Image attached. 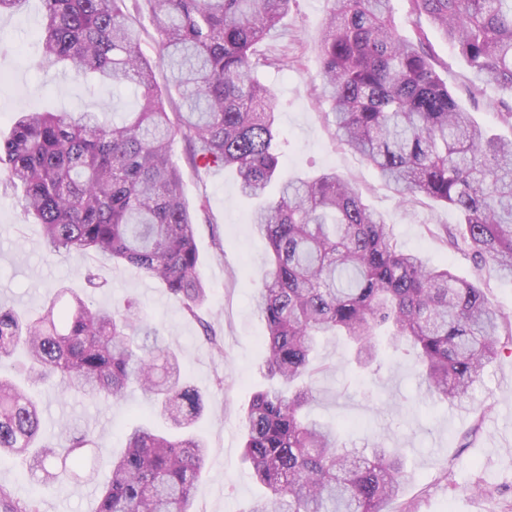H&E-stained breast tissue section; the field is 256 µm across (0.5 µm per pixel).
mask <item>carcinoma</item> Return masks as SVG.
<instances>
[{"label": "carcinoma", "mask_w": 512, "mask_h": 512, "mask_svg": "<svg viewBox=\"0 0 512 512\" xmlns=\"http://www.w3.org/2000/svg\"><path fill=\"white\" fill-rule=\"evenodd\" d=\"M292 2L134 0L161 37L152 61L125 0H43L35 67L133 86L141 105L112 124L95 112L24 113L0 139V164L49 251L135 267L192 317L207 291L172 146L188 145L195 167L236 168L241 195L256 202L250 223L271 248L253 302L276 381L245 410L243 457L264 488L247 512H383L406 476L401 449L375 441L360 455L337 427L306 414L320 340L345 336L362 368L376 360L379 338L406 342L426 397L455 403L500 352L499 336L512 344V325L501 332L485 288L403 250L351 182L332 171L279 180L274 95L256 73L272 64L258 47ZM391 2L333 0L318 46L324 118L402 203L422 195L456 211L459 223L446 228L456 249L512 277V140L464 109L424 34L432 25L466 60L471 97L488 86L512 96V0H407V35ZM158 66L169 73L164 92ZM12 358L18 375L63 395L119 401L135 385L158 404L167 430L143 424L127 434L96 512H192L208 457L204 395L131 305L94 308L61 288L30 317L0 307V362ZM91 444L72 430L45 440L38 401L0 377V455L28 458L30 472L62 490L87 470L78 449ZM0 505L36 512L3 488Z\"/></svg>", "instance_id": "carcinoma-1"}]
</instances>
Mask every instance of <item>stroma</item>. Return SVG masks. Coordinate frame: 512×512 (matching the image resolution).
I'll use <instances>...</instances> for the list:
<instances>
[{
    "label": "stroma",
    "instance_id": "obj_1",
    "mask_svg": "<svg viewBox=\"0 0 512 512\" xmlns=\"http://www.w3.org/2000/svg\"><path fill=\"white\" fill-rule=\"evenodd\" d=\"M331 0H295L278 30L261 45L267 54L286 58L287 70L266 69L260 79L276 96L278 126L285 140L284 177H311L329 170L351 180L364 200L380 212L402 247L416 251L430 264H449L460 277L488 280L491 302L512 320V281L489 277L476 261L454 250L443 228L457 221L453 210L425 200L412 207L399 204L395 192L361 158L340 146L317 103L321 68L317 44ZM42 0H23L17 11L0 16V40L8 48L0 57V132L9 133L23 112H96L112 117L138 106L135 91L103 87L89 91L85 82L69 75H46L35 69V33L44 21ZM440 63L439 74L482 125L504 138L512 127L497 116L500 93L487 88L471 98V73L448 42L429 33ZM189 149L176 142L174 160L184 173L183 192L196 216V243L202 259L200 275L207 286V304L191 317L180 302L140 271L109 266L106 283L86 287L80 277L83 259L49 253L41 228L17 206L7 173L0 169V306L25 315L55 295L57 286L76 289L101 308L132 301L144 319L158 326L165 345L180 356L181 370L204 394L202 434L210 448L205 469L195 485L193 512H248L262 490L241 456L243 420L251 394L267 383L261 341L266 326L256 313L252 295L270 271V247L249 221L250 206L240 196L237 174L221 167L193 168ZM212 328L223 340L222 351L204 337ZM316 364L317 399L311 418L341 422L346 442L364 448L368 439H384L386 447L402 449L407 476L401 494L384 512H512V354L502 353L486 369L463 405L432 404L423 398L411 356L384 357L375 372L355 374L346 363L342 337L323 339ZM47 432L61 426L91 431L98 447L120 453L125 433L149 421L164 428L144 394L129 389L115 404L81 395H60L51 385L35 388ZM22 458L0 457V487L14 499L32 501L39 512H96L97 488L109 472L100 459L92 480L72 483L65 493L50 484H36Z\"/></svg>",
    "mask_w": 512,
    "mask_h": 512
}]
</instances>
